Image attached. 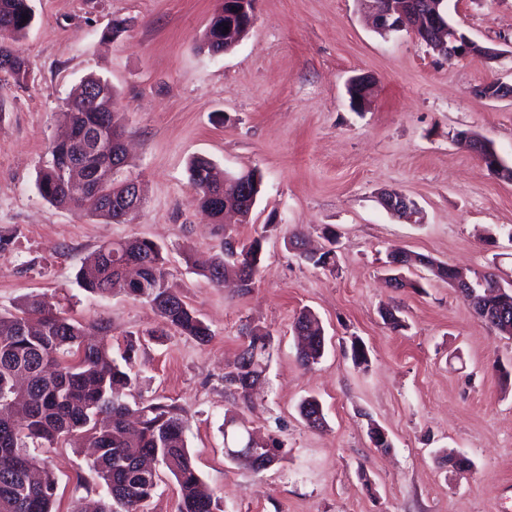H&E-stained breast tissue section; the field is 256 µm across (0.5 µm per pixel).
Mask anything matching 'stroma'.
<instances>
[{
	"label": "stroma",
	"mask_w": 512,
	"mask_h": 512,
	"mask_svg": "<svg viewBox=\"0 0 512 512\" xmlns=\"http://www.w3.org/2000/svg\"><path fill=\"white\" fill-rule=\"evenodd\" d=\"M34 20L14 50L26 82L0 72V313L39 296L64 316L110 325L113 357L138 341L139 388L186 411V441L224 512H512V336L473 312L448 282L415 267L420 282H385L387 256L403 249L467 274L512 280V182L492 175L458 143L466 131L493 143L512 166V97L478 95L512 84V0H448L472 40L495 61L445 62L412 32L387 36L368 24L360 0H257L248 33L227 53L203 42L223 0H31ZM119 32H111L113 22ZM370 75L367 105L350 103V77ZM110 81L130 142L125 177L142 208L112 222L57 208L37 190L47 145L67 128L64 102L88 76ZM212 160L232 173L259 171L261 193L239 242L263 239L248 290L214 286L191 255L215 251L217 227L200 207L188 166ZM396 190L421 207L409 224L379 203ZM338 238L336 268L301 260L293 232ZM146 238L162 247L169 281L211 328L202 343L175 331L155 335L149 302L85 291L76 276L87 255L113 241ZM405 322L384 324L382 309ZM320 321L325 351L301 363L292 324ZM273 336L262 386L233 405L225 367L246 326ZM368 351V369L351 344ZM315 396L322 428L298 413ZM261 437L283 441L285 458L261 473L228 459L225 413ZM389 450L374 447L371 426ZM471 467L459 471L444 456ZM38 455L58 478V512L80 498L88 459L73 448Z\"/></svg>",
	"instance_id": "stroma-1"
}]
</instances>
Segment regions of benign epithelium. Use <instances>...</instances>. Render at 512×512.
Masks as SVG:
<instances>
[{
  "instance_id": "7a95c632",
  "label": "benign epithelium",
  "mask_w": 512,
  "mask_h": 512,
  "mask_svg": "<svg viewBox=\"0 0 512 512\" xmlns=\"http://www.w3.org/2000/svg\"><path fill=\"white\" fill-rule=\"evenodd\" d=\"M365 9L372 17L375 29L386 35L391 32L409 30L419 37L432 35L448 47L444 60L474 55L477 43L460 33L457 27L450 24L448 13L442 7L444 0H361ZM256 0H224V26L229 32L224 35V48L229 49L237 44L241 37L250 29L255 18ZM371 80L367 77L353 79L348 87L349 95L354 101L366 100ZM479 93L486 98L512 96V85L484 84ZM467 145L481 161L489 165L492 173L500 176L505 171L506 164L496 150L485 144L476 135L469 134L465 140ZM117 167L100 177L92 175L80 166H70L69 186L73 194L98 192L99 187L108 179L115 177ZM384 208L410 224H418L422 220V212L417 203L403 193H388L382 198ZM244 448H227L225 454L233 458L242 453L258 457L267 446L254 433H249L244 439Z\"/></svg>"
}]
</instances>
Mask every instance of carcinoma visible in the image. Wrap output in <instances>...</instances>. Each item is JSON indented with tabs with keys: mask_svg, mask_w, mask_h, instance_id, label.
I'll return each mask as SVG.
<instances>
[{
	"mask_svg": "<svg viewBox=\"0 0 512 512\" xmlns=\"http://www.w3.org/2000/svg\"><path fill=\"white\" fill-rule=\"evenodd\" d=\"M32 21L30 0H0V70L23 82L29 75L27 60L18 55L11 41L26 34ZM224 16H215L205 35V47L213 54L224 51ZM112 85L100 78L83 79L65 101L73 140L97 131L104 140L124 134L117 113L112 111ZM72 159V145L56 141L48 147L47 160L40 171L37 188L43 199L57 207L79 206L92 214L117 220L114 207L92 197L75 198L66 191V173ZM119 169L128 166L126 154L103 152L85 159L87 166ZM199 202L219 225L224 224V203L218 196L234 198L243 213L249 212L247 199L238 188L224 186L223 172L205 157L195 158L189 167ZM324 238L329 247L319 256L304 251L300 234L290 244L300 250L305 262L321 268L336 263V233L327 228ZM224 235L218 253L192 257L193 265L211 282L221 285L224 276L234 275L245 289L251 287L260 262L262 238L232 243ZM119 254L109 260L104 249ZM88 257V268L80 274L83 287L93 293L119 291L133 299H145L160 314L164 327L204 343L212 336L209 326L192 311L169 284L161 248L148 239L112 242ZM140 264V280L126 283L122 259ZM478 316L500 331L512 329V301L504 303L495 288L492 274L477 276ZM31 321L39 330H26ZM307 330L300 361L309 365L324 351V337L315 327V318L300 313L293 329ZM108 327L102 322L85 324L44 308L36 295L27 298L16 313L0 314V512H55L57 479L44 466L31 445L63 447L79 436L93 450L92 471L103 488L93 509L74 502L71 512H142L155 492L157 472L140 470L145 456L158 459L179 487L178 512H223L220 497L201 478L193 465L185 440L186 418L182 407L155 399L139 398L129 404L125 392L137 385L136 345L128 340L122 362L112 358L107 342ZM246 341L236 362L224 371V388L233 398L248 402L251 389L264 375L271 355L272 336L258 327H246ZM29 377L26 388L17 386L20 375ZM299 414L310 428L324 424L321 404L307 397L299 404ZM42 470L33 483L29 474Z\"/></svg>",
	"mask_w": 512,
	"mask_h": 512,
	"instance_id": "obj_1",
	"label": "carcinoma"
}]
</instances>
